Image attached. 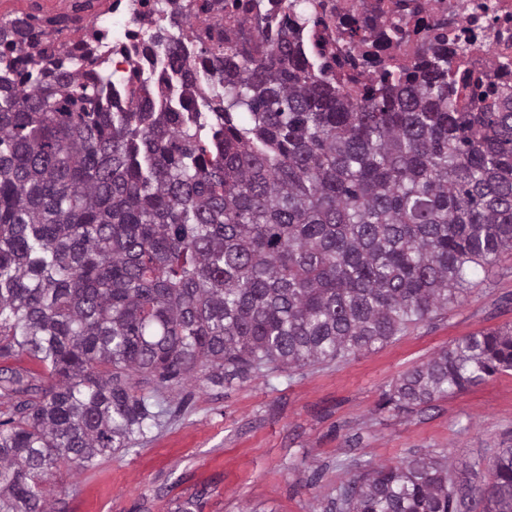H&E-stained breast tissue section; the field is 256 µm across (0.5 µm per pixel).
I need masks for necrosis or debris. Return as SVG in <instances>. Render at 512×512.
<instances>
[{"label": "necrosis or debris", "instance_id": "1", "mask_svg": "<svg viewBox=\"0 0 512 512\" xmlns=\"http://www.w3.org/2000/svg\"><path fill=\"white\" fill-rule=\"evenodd\" d=\"M187 38L183 54L196 61L201 50L233 49L258 55L266 38L291 24V38L317 73L336 83L350 100H361L386 73L412 71L437 51L453 54L460 102L472 88L488 100L512 97V0H305L292 20L286 0H181ZM157 0H55L56 15L74 19L77 34L31 21L30 54L49 61L72 53L93 68H106L138 95L158 98L172 111L186 109L187 86L165 49L145 56L168 18Z\"/></svg>", "mask_w": 512, "mask_h": 512}]
</instances>
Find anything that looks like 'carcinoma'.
I'll list each match as a JSON object with an SVG mask.
<instances>
[{"label": "carcinoma", "instance_id": "obj_1", "mask_svg": "<svg viewBox=\"0 0 512 512\" xmlns=\"http://www.w3.org/2000/svg\"><path fill=\"white\" fill-rule=\"evenodd\" d=\"M174 32L159 35L185 69ZM23 18L0 25L22 53ZM208 121L103 69H19L0 52V357L20 396L0 430V512H50L49 480L160 427L133 380L243 378L330 363L455 306L512 252V107L470 112L451 60L360 101L317 78L288 27L266 53L199 54ZM512 370V327L455 340L386 393L413 412ZM348 512H512V448L461 479L414 455L351 478ZM4 367L19 370L21 372H29L35 377L33 383L38 385H47L51 380L48 372L35 360L26 354L13 353L7 358H0V372Z\"/></svg>", "mask_w": 512, "mask_h": 512}]
</instances>
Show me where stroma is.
Wrapping results in <instances>:
<instances>
[{
    "label": "stroma",
    "instance_id": "1",
    "mask_svg": "<svg viewBox=\"0 0 512 512\" xmlns=\"http://www.w3.org/2000/svg\"><path fill=\"white\" fill-rule=\"evenodd\" d=\"M476 282L446 313L347 358L162 389L164 425L94 467L58 471L55 512H173L197 493L202 512H327L352 476L415 454L487 463L512 448V371L423 411L385 402L456 339L512 326V254Z\"/></svg>",
    "mask_w": 512,
    "mask_h": 512
}]
</instances>
